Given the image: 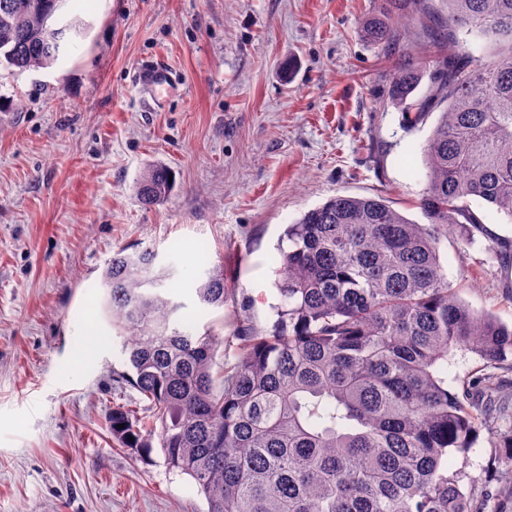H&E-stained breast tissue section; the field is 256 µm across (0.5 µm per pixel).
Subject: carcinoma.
<instances>
[{"label":"carcinoma","instance_id":"obj_1","mask_svg":"<svg viewBox=\"0 0 512 512\" xmlns=\"http://www.w3.org/2000/svg\"><path fill=\"white\" fill-rule=\"evenodd\" d=\"M61 0H0V66L44 68ZM446 52L429 94L412 103L420 73L398 66L388 94L410 125L436 109L424 149L426 187L416 224L377 197L338 195L288 225L280 250V303L272 327L248 323L230 339L173 322L175 270L152 245L122 247L102 272L105 306L121 338L117 379L138 411L112 408V438L145 463L161 454L188 476L207 512H512V383L474 373L448 390L442 370L459 347L486 364L512 357V327L448 286L439 248L457 233L491 235V214L512 221V0H444ZM481 36L475 57L460 32ZM382 46L396 30L381 14L363 23ZM172 172L152 164L137 181L146 207L169 195ZM222 308L224 269L195 288ZM233 362L219 365V350ZM505 481L476 498L474 479L448 470L479 432Z\"/></svg>","mask_w":512,"mask_h":512}]
</instances>
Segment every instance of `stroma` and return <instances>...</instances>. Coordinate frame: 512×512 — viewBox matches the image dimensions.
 Masks as SVG:
<instances>
[{
    "instance_id": "obj_1",
    "label": "stroma",
    "mask_w": 512,
    "mask_h": 512,
    "mask_svg": "<svg viewBox=\"0 0 512 512\" xmlns=\"http://www.w3.org/2000/svg\"><path fill=\"white\" fill-rule=\"evenodd\" d=\"M69 46L23 73L0 70V512H204L187 476L113 440L120 339L101 307L117 248L153 244L177 274V324L231 336L271 328L287 225L337 195L382 196L422 215L423 147L437 121L408 125L387 89L411 63L428 94L442 64L402 0H67ZM390 14L403 42L360 33ZM160 63L175 91L153 102L134 72ZM174 173L159 205L135 190L148 164ZM462 300L512 324V266L476 235L440 246ZM223 266L233 291L205 308L194 285ZM480 431L448 467L493 489Z\"/></svg>"
}]
</instances>
